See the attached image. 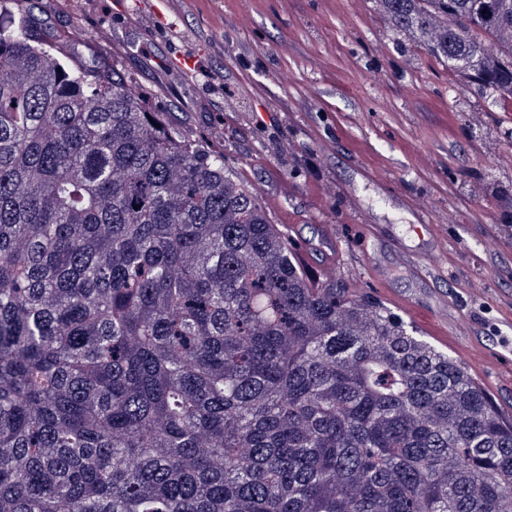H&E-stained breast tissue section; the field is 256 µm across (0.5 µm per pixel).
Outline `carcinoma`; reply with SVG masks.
Instances as JSON below:
<instances>
[{
    "mask_svg": "<svg viewBox=\"0 0 512 512\" xmlns=\"http://www.w3.org/2000/svg\"><path fill=\"white\" fill-rule=\"evenodd\" d=\"M512 100V0H373ZM0 0V512H512V424L314 282L224 154Z\"/></svg>",
    "mask_w": 512,
    "mask_h": 512,
    "instance_id": "obj_1",
    "label": "carcinoma"
}]
</instances>
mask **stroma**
Segmentation results:
<instances>
[{
	"label": "stroma",
	"mask_w": 512,
	"mask_h": 512,
	"mask_svg": "<svg viewBox=\"0 0 512 512\" xmlns=\"http://www.w3.org/2000/svg\"><path fill=\"white\" fill-rule=\"evenodd\" d=\"M56 32L115 60L175 132L224 153L273 223L414 322L448 320L457 357L512 422V103L471 99L400 52L372 0H37ZM336 250H320L324 225ZM379 227L364 243L361 227ZM418 287L398 258L425 249Z\"/></svg>",
	"instance_id": "1"
}]
</instances>
